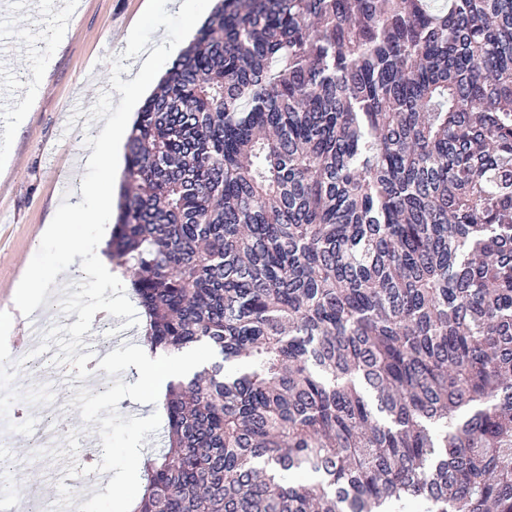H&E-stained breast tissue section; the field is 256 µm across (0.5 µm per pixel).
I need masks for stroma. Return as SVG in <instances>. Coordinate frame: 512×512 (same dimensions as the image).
I'll list each match as a JSON object with an SVG mask.
<instances>
[{"instance_id": "stroma-1", "label": "stroma", "mask_w": 512, "mask_h": 512, "mask_svg": "<svg viewBox=\"0 0 512 512\" xmlns=\"http://www.w3.org/2000/svg\"><path fill=\"white\" fill-rule=\"evenodd\" d=\"M213 6V0H202L191 15L170 9L166 0H76L66 35L58 40L62 0H0V20L41 48L31 56L16 51L13 42L0 44V55L10 58L14 70H34L40 82L33 94L11 87L16 101L27 104L20 129H13L11 113L0 112V311H11L45 225L70 203L68 194L58 193V183L82 181L85 166L71 163L84 153L82 132H129L99 74L124 79L139 44H152L162 32L190 43ZM24 453L25 460H18L11 446L0 444L9 473L24 485L38 480L46 497H53V460L33 459L29 447Z\"/></svg>"}]
</instances>
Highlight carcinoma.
Returning a JSON list of instances; mask_svg holds the SVG:
<instances>
[{
	"label": "carcinoma",
	"instance_id": "cac0c4a2",
	"mask_svg": "<svg viewBox=\"0 0 512 512\" xmlns=\"http://www.w3.org/2000/svg\"><path fill=\"white\" fill-rule=\"evenodd\" d=\"M105 254L218 356L134 512H512V0H217Z\"/></svg>",
	"mask_w": 512,
	"mask_h": 512
}]
</instances>
